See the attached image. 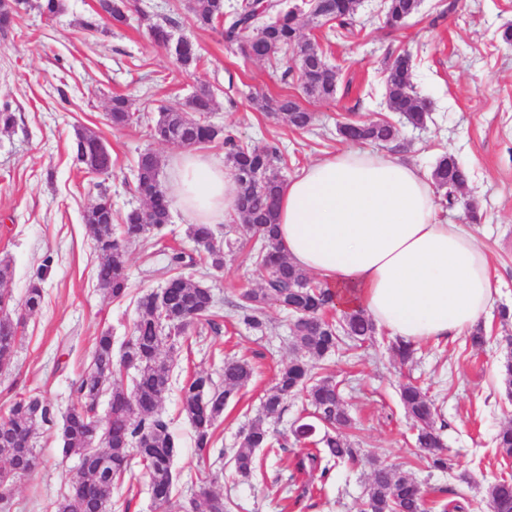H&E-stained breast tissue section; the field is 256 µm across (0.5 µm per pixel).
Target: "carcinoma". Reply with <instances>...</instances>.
Returning a JSON list of instances; mask_svg holds the SVG:
<instances>
[{"mask_svg":"<svg viewBox=\"0 0 512 512\" xmlns=\"http://www.w3.org/2000/svg\"><path fill=\"white\" fill-rule=\"evenodd\" d=\"M418 0H385V24L393 30L403 28L409 16L417 9ZM336 28L347 29L352 25L359 7V0H333ZM31 8L47 18H53L66 9V0H0V36L14 30L20 10ZM308 4L299 5L291 0H275L267 6L260 0H241L239 10L226 15L224 0H197L188 4L195 23L202 28H222L224 40L238 44L240 52L255 60H266L279 53L291 52L298 64H308L309 79L314 82L312 96L328 100L336 95V73L324 60L323 49L315 42L304 39L302 29L309 24H319L322 19L306 10ZM126 0H97V8L82 22L86 30H94L101 23L124 25L127 23ZM176 22L165 19L150 25V35L155 43L168 47L173 42ZM175 62L187 70L200 62L195 45L186 38L178 39ZM385 96L392 111L405 114L406 121L421 125L429 118L428 108L413 85V62L399 54L386 63ZM188 110L163 109L154 126L153 136L160 140L171 136L180 145L194 147L224 141L226 156L232 175L238 185L244 206L237 208L245 224L254 225L259 233L260 245L251 253L252 261L267 269L268 280L258 290L240 294L237 304L243 322L254 328L261 327L258 314L273 301L297 314L293 334V348L297 357L281 368L273 390L262 402L261 414L250 422L243 432L239 448L232 456L235 470L244 477L257 470L255 452L267 449L278 452L284 449V440L267 425V420L280 414L286 398L306 391L307 400L314 409L315 421L307 424L328 428L320 438L308 435L298 425L293 435L297 441L314 445L294 460L298 473H320L325 478L331 463L359 462L357 449L345 429L350 417L341 401L336 382L324 376L315 383L312 358L320 363L341 345L354 347L370 340L376 331L375 324L361 310L344 311L340 324L329 325L321 320L328 310L335 309V293L323 282L292 266L280 253L276 243V202L284 184L283 176L275 165L278 149L274 146L252 148L237 142L224 133V129L208 121L216 100L211 90L201 86L188 98ZM130 100L118 95L112 98L109 120L114 127L133 123ZM279 116L294 129L309 127L312 113L284 99L279 105ZM342 136L355 143H374L384 146L396 138L397 130L389 123H344ZM76 157L89 156L95 165L89 171L107 175L112 171V155L103 138L92 130L76 132ZM161 161L151 151L140 155L137 167L136 193L147 202L148 211L142 208L127 212L122 224V237H117L112 224V208L106 197L89 207L84 222L90 228L100 262L96 270L97 287L106 295L119 299L128 290L125 249L122 239H140L149 233L151 226L167 223L172 200L159 181ZM432 183L439 195L440 204L453 208L460 198L440 189L445 182L463 184L468 181L467 170L448 154L440 158L432 171ZM189 236L202 247L203 262L215 269L224 267V249L216 242L211 224H192ZM194 265V258L182 251L169 256L171 274L167 278L164 304L155 303L153 293L144 294L139 301L140 316L134 324L133 335L122 356V362L133 364L136 371L133 389L125 390L112 384V336H98L91 362L80 377L72 407L66 415L67 425L62 431L65 453L85 459L87 471L75 475L70 481L69 493L57 503L56 512H106V490L93 489L88 481H107L106 471H111L112 481L123 479L130 472V461L136 457L148 475L154 496L159 505L170 504L173 484L172 458L174 441L168 423L162 418L160 405L169 386L170 367L164 352L169 340L182 337L187 328L204 317L211 309V288L199 280L183 274V269ZM43 274H38L27 289L21 303L25 311L33 313L41 308ZM252 376V368L245 360L224 361V386H216L209 376L202 373L188 378L182 388V410L191 424L196 445L203 451L210 447L216 423L224 407L232 401ZM500 387L504 396L512 399V356L501 363ZM110 391L111 407L107 419L110 439L98 452L107 459L108 470L99 468V459H88L87 436L94 415V394ZM400 400L407 416L416 427V444L419 459L429 467L445 470L448 458L440 450V438L435 424L436 408L426 392L418 385L402 386ZM51 421V410L37 395H30L14 402L8 412L0 417V425L9 429L0 433V464L28 471L30 461L36 457L33 435L38 423ZM496 448L503 459H512V425L503 427L497 434ZM370 477L366 489L363 512H425V493L420 484L403 471H394L377 459L369 460ZM485 498L490 512H512V476L501 477L485 488ZM184 512H226L224 498L205 486L199 487L191 497L179 505Z\"/></svg>","mask_w":512,"mask_h":512,"instance_id":"cac0c4a2","label":"carcinoma"}]
</instances>
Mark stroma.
Returning <instances> with one entry per match:
<instances>
[{
  "instance_id": "obj_1",
  "label": "stroma",
  "mask_w": 512,
  "mask_h": 512,
  "mask_svg": "<svg viewBox=\"0 0 512 512\" xmlns=\"http://www.w3.org/2000/svg\"><path fill=\"white\" fill-rule=\"evenodd\" d=\"M129 2L128 22L119 28L84 30L81 23L96 0H66L56 21L21 14L12 34L0 40V107L9 106L16 116L14 129L0 133V264L11 272L0 287L18 306L30 281L44 277L43 305L19 314L14 361L0 372V414L31 394L54 410L53 423L34 431L40 464L16 481L7 512H56L78 463L77 456L63 452L62 419L97 336L110 333L114 354H122L139 315V297L159 289L169 275L168 255L196 251L189 219L173 209L169 224L127 243L126 296L115 300L96 286L98 253L83 215L100 190H108L119 221L140 204L135 176L141 153L160 156L162 185L174 177L180 146L158 142L151 133L159 107L183 108L198 86L209 87L217 102L211 122L244 145L277 146V167L288 180L308 163L347 149L338 134L345 117L369 121L386 111L385 64L406 50L413 55L414 83L430 103L431 119L416 128L392 114L399 134L383 152L426 174L446 154L468 170L461 205L441 209L439 217L465 225L490 256L499 293L481 320L487 344L472 348L463 335L422 342L414 359L403 364L390 351L391 336L380 330L360 347L336 351L313 373L335 378L353 419L356 447L412 473L425 491L427 512L440 487L456 492L463 512H488L486 486L512 474L494 444L497 432L512 423V402L499 383V366L512 354L507 345L512 321L498 316L499 307L512 308V45L500 37L512 25V0H421L399 31L385 27L381 0H363L344 33L332 22L303 28L338 70L331 100L308 97L296 78H284L287 55L253 60L224 42L219 31L197 26L185 0ZM165 17L176 21V35L197 45L196 69L182 71L150 38L149 23ZM116 95L129 98L140 117L137 124L109 126L106 113ZM255 95L272 104L285 96L295 99L313 113L312 126L292 129L258 110L251 101ZM81 129L105 140L112 154L107 180L75 162V133ZM215 233L224 247L223 269L198 265L187 271L212 289L213 312L189 327L187 340L166 350L172 372L161 411L175 442L174 502L162 508L153 501L149 480L135 462L131 479L112 491L111 512H178L179 503L201 486L222 496L227 512H290L292 499L305 488L312 491L307 512H361L370 474L364 462L334 466L324 478L300 474L292 462L307 447L292 442L285 452L261 455L252 477L236 472L231 457L241 431L260 413L278 368L295 356L292 316L271 304L261 316L262 329L240 321L235 308L240 293L264 284L263 270L247 258L257 240L233 216L216 225ZM228 358L248 361L253 374L225 407L213 443L202 452L181 411V386L195 372L223 383ZM410 380L435 402L448 470L430 469L417 458L412 422L399 401L400 386Z\"/></svg>"
}]
</instances>
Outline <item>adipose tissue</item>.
Wrapping results in <instances>:
<instances>
[{
	"instance_id": "1",
	"label": "adipose tissue",
	"mask_w": 512,
	"mask_h": 512,
	"mask_svg": "<svg viewBox=\"0 0 512 512\" xmlns=\"http://www.w3.org/2000/svg\"><path fill=\"white\" fill-rule=\"evenodd\" d=\"M168 193L194 224H220L237 187L222 164L192 150ZM277 235L288 260L318 275L338 311L360 308L405 342L441 341L474 327L498 294L473 235L440 222L434 191L414 166L348 149L285 182Z\"/></svg>"
}]
</instances>
